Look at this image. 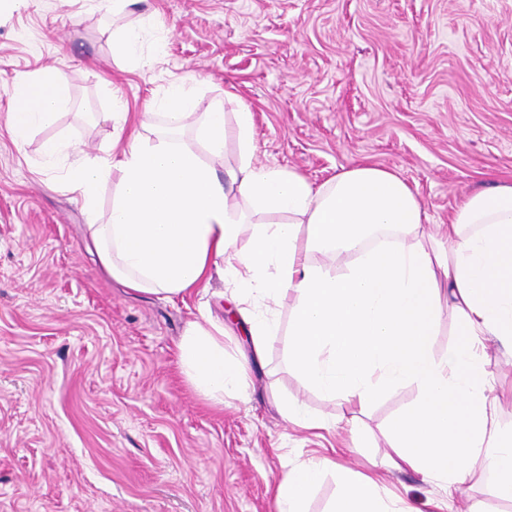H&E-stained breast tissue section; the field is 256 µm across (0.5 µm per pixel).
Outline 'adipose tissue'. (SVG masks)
<instances>
[{
    "mask_svg": "<svg viewBox=\"0 0 512 512\" xmlns=\"http://www.w3.org/2000/svg\"><path fill=\"white\" fill-rule=\"evenodd\" d=\"M10 92L9 128L19 142L69 98L58 74L13 82ZM194 107L185 83L170 84L157 102L170 138L137 134L121 159H86L67 172L90 212L100 184L117 179L107 223L87 226L112 277L136 292L181 295L207 282L214 259H222L258 356L277 327L272 305L294 292L295 371L324 396L361 406L385 389L418 385L420 400L392 424L403 464L456 489L483 455L498 474L497 494L512 500V428L496 421L491 381L475 352L486 340L512 350V185L469 195L433 234L414 190L388 169L365 163L317 185L299 172L254 164L248 106L230 116L218 106L200 114ZM192 116L212 156L235 139L237 168L218 175L174 138ZM254 213L286 220L254 224ZM245 235L248 248H238ZM315 251L344 263L345 272L313 261ZM445 307L458 315L461 339L439 358L432 336ZM224 335L219 321L193 322L179 344L187 381L219 404L241 391L245 371L226 355ZM334 467L320 457L287 472L278 512H305L310 492ZM329 512L404 510L366 478L344 483Z\"/></svg>",
    "mask_w": 512,
    "mask_h": 512,
    "instance_id": "obj_1",
    "label": "adipose tissue"
}]
</instances>
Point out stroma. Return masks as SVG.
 Listing matches in <instances>:
<instances>
[{
  "label": "stroma",
  "instance_id": "stroma-1",
  "mask_svg": "<svg viewBox=\"0 0 512 512\" xmlns=\"http://www.w3.org/2000/svg\"><path fill=\"white\" fill-rule=\"evenodd\" d=\"M142 30L149 66L114 55L117 30ZM53 69L70 96L55 119L15 142L13 80ZM193 88L198 111L248 106L255 164L320 184L362 163L417 193L429 224L447 223L473 191L512 182V0H0V512H277L287 470L336 462L305 504L328 512L341 475L375 480L412 512H512L496 476L471 466L460 490L392 468V419L416 385L359 407L324 398L288 362L297 301L276 308L263 359L220 277L168 298L112 278L88 237L106 222L65 178L81 159L112 155L111 112L160 125L151 105L168 85ZM71 148L47 161L42 147ZM208 313L227 353L249 355L248 400L216 407L186 381L178 344ZM512 424V352H478ZM296 402L325 420H288Z\"/></svg>",
  "mask_w": 512,
  "mask_h": 512
}]
</instances>
